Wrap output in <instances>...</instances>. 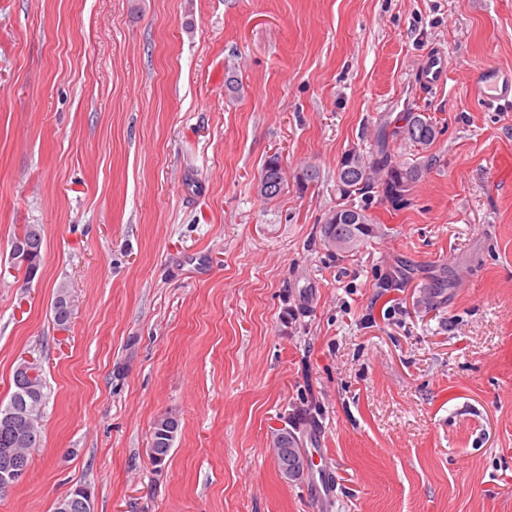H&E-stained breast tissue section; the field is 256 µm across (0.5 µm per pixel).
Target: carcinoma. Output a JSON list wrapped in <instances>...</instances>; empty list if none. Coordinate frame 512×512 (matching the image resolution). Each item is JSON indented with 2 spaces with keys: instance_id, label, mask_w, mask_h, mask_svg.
<instances>
[{
  "instance_id": "carcinoma-1",
  "label": "carcinoma",
  "mask_w": 512,
  "mask_h": 512,
  "mask_svg": "<svg viewBox=\"0 0 512 512\" xmlns=\"http://www.w3.org/2000/svg\"><path fill=\"white\" fill-rule=\"evenodd\" d=\"M402 120L404 124L401 126L393 127L388 122L384 123L378 131V141L383 144L390 137H400L428 148L436 140L437 127L426 116L409 112ZM419 177L418 167L393 161L391 155L382 147L371 156L356 149L351 161L347 156H342L336 173V192L339 194L340 203L321 227L323 245L338 254L358 250L373 237L374 224L365 207L353 204L354 197L360 195L362 199L369 200L379 193L391 204L403 205L407 201V192ZM261 181L270 187L283 182L278 156L272 155L265 161ZM446 302L448 274L442 269L420 287V303L430 310H436ZM52 311L57 326L64 327L68 324L72 309L62 288L57 293ZM178 430L179 422L174 417L161 418L155 424L151 455L154 464H163L172 449L170 438L164 432L169 431L175 435ZM296 430L297 426L294 425L280 429L273 435L276 440L274 454L278 470L286 478L302 477L301 466L307 459Z\"/></svg>"
}]
</instances>
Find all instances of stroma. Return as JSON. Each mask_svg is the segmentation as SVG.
Returning <instances> with one entry per match:
<instances>
[{
    "instance_id": "obj_1",
    "label": "stroma",
    "mask_w": 512,
    "mask_h": 512,
    "mask_svg": "<svg viewBox=\"0 0 512 512\" xmlns=\"http://www.w3.org/2000/svg\"><path fill=\"white\" fill-rule=\"evenodd\" d=\"M487 65L512 70V0H0V404L24 358L48 393L0 512L79 486L93 512H512V108L469 96ZM409 112L439 135L386 142L421 170L406 205L372 197L378 234L328 252L342 155ZM295 418L323 455L287 481L269 438ZM283 172L281 166L279 165V158L276 154L270 156L264 163L262 171H261V181L264 182L265 186H258V189H266L263 193H260L266 199H273L279 195L276 191L271 192L268 190V187H275L277 183L283 182ZM268 184V185H266ZM419 302L429 310H436L448 302V274L443 268L420 287ZM170 431L175 435L173 443L175 441L176 435L179 430V422L174 417H164L158 420L155 424L154 432H153V440H152V455L151 459L155 465H161L165 462L167 456L169 455L173 443L169 444L172 439L169 436L163 435L167 433L165 431ZM164 438V439H160Z\"/></svg>"
}]
</instances>
